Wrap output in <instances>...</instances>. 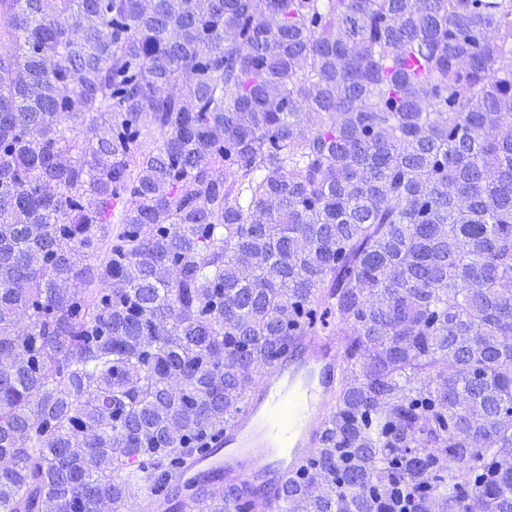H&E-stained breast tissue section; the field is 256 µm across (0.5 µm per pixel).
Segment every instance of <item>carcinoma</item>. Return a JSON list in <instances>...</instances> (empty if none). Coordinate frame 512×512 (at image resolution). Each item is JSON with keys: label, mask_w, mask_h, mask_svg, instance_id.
<instances>
[{"label": "carcinoma", "mask_w": 512, "mask_h": 512, "mask_svg": "<svg viewBox=\"0 0 512 512\" xmlns=\"http://www.w3.org/2000/svg\"><path fill=\"white\" fill-rule=\"evenodd\" d=\"M2 14L0 512L161 490L332 318V419L270 512H512V0Z\"/></svg>", "instance_id": "obj_1"}]
</instances>
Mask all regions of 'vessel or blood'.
<instances>
[{"mask_svg": "<svg viewBox=\"0 0 512 512\" xmlns=\"http://www.w3.org/2000/svg\"><path fill=\"white\" fill-rule=\"evenodd\" d=\"M338 362L330 337H301L223 430L190 456L172 485L188 490L221 482L279 492L320 440L340 379Z\"/></svg>", "mask_w": 512, "mask_h": 512, "instance_id": "b4317fda", "label": "vessel or blood"}]
</instances>
